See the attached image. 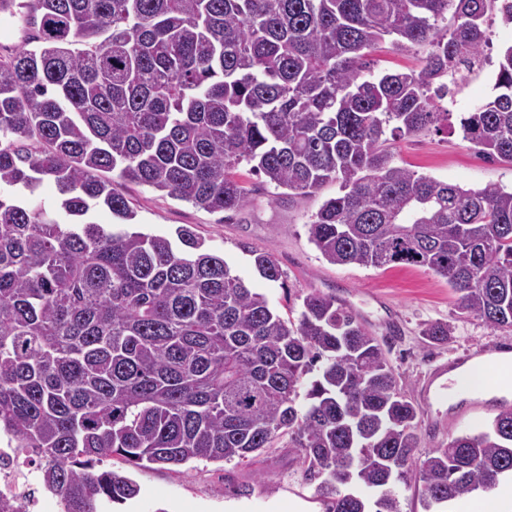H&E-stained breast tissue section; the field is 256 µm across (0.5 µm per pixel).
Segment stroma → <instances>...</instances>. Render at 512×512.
I'll return each instance as SVG.
<instances>
[{
  "mask_svg": "<svg viewBox=\"0 0 512 512\" xmlns=\"http://www.w3.org/2000/svg\"><path fill=\"white\" fill-rule=\"evenodd\" d=\"M388 146L397 163L418 173L466 188H512V163L482 158L460 134L430 130L390 138ZM246 181L254 187L250 201L227 220L147 186L125 183L120 191L137 213L139 231L171 238L178 227L192 226L206 247L224 257L251 288L265 294L280 314H287L288 303L299 302L314 290L335 295L351 308L383 345L399 388L419 411L420 452L492 420L489 412L454 418L451 408L424 400L421 390L437 365L512 341V329L460 315L447 282L424 270L328 263L310 243L307 226L321 203L336 195L337 184L304 196L277 194L253 175ZM253 248L273 253L284 272L283 283L258 276L249 255ZM434 322L448 324V340L432 343L424 338V329ZM127 471L139 484L140 494L122 504L121 512H225L230 505L242 512H272L274 504L291 499L304 503L307 512H325L314 484L304 476L297 450L284 439L250 463L194 460L179 467L155 464Z\"/></svg>",
  "mask_w": 512,
  "mask_h": 512,
  "instance_id": "35a3bbf8",
  "label": "stroma"
}]
</instances>
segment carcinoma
Here are the masks:
<instances>
[{"instance_id": "cac0c4a2", "label": "carcinoma", "mask_w": 512, "mask_h": 512, "mask_svg": "<svg viewBox=\"0 0 512 512\" xmlns=\"http://www.w3.org/2000/svg\"><path fill=\"white\" fill-rule=\"evenodd\" d=\"M0 15L25 29L0 55V185L19 189L0 194V433L64 512L139 494L105 458L241 464L283 435L326 512H400L401 482L429 509L512 478L511 406L415 459L418 409L336 296L311 291L286 319L191 227L176 245L92 221L105 207L134 224L118 180L223 214L248 201L242 164L276 190L334 182L308 225L327 262L424 268L460 313L512 328V190L419 174L386 148L448 119L436 100L481 75L512 0H0ZM386 36L424 67L364 66ZM493 89L459 130L512 162V45ZM46 180L70 222L24 198ZM244 250L282 279L270 251Z\"/></svg>"}]
</instances>
